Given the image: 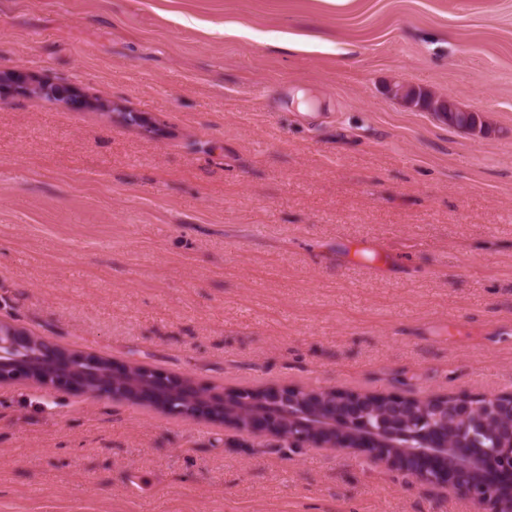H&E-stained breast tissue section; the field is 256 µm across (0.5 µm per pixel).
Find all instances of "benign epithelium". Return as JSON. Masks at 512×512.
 <instances>
[{"instance_id":"7a95c632","label":"benign epithelium","mask_w":512,"mask_h":512,"mask_svg":"<svg viewBox=\"0 0 512 512\" xmlns=\"http://www.w3.org/2000/svg\"><path fill=\"white\" fill-rule=\"evenodd\" d=\"M0 83L18 85L36 95L49 93L59 102L74 105L82 97L70 86L49 84L30 79L19 70L0 73ZM50 357L57 360L61 370L51 374L45 387L63 390L90 397L111 396L115 384L111 379L93 382L79 372L77 362H95L97 356L71 352L65 348L48 345ZM153 384L136 394L140 404L156 406L164 393L179 392L187 379H172L153 372ZM333 401L329 406V421L335 432L343 435L341 440L308 433L300 425L295 426L289 438L293 448H350L363 453L376 465L402 472L418 482L433 487H446L464 494L478 503L484 512H501L503 503L512 506V393L490 395H457L450 405L435 409L433 415L424 416L413 426L411 436L422 442V448L406 451L396 457L383 448L382 435L390 433L396 419L409 398L398 395L344 394L330 391ZM237 401L249 405L254 401V392L242 389L227 396L222 392L210 393V406L198 410L195 415H204L224 421L223 407ZM383 402L387 413L377 422L365 417L364 406ZM497 424L493 444H479L480 433L490 419ZM281 431V418L275 413H260L249 416L243 432L256 438H275Z\"/></svg>"}]
</instances>
